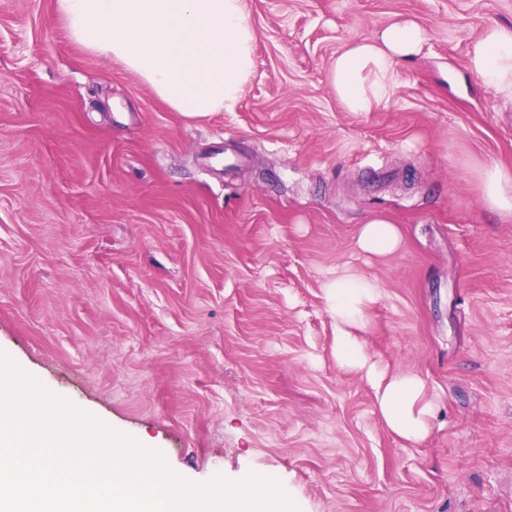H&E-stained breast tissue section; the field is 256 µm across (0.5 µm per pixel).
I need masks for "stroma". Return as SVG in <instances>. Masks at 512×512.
<instances>
[{
    "label": "stroma",
    "mask_w": 512,
    "mask_h": 512,
    "mask_svg": "<svg viewBox=\"0 0 512 512\" xmlns=\"http://www.w3.org/2000/svg\"><path fill=\"white\" fill-rule=\"evenodd\" d=\"M256 66L189 118L73 41L56 0H0V353L204 484L272 474L301 512H512V112L466 70L512 0H244ZM403 19L426 41L349 112L337 53ZM397 224L387 257L360 223ZM380 290L368 350L438 394L392 435L340 367L324 288ZM478 179L484 206L502 218L512 217V172L490 165L479 172ZM401 243V234L396 224L380 219L370 218L361 224L356 245L369 256H384L396 252Z\"/></svg>",
    "instance_id": "1"
}]
</instances>
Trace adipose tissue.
I'll return each mask as SVG.
<instances>
[{"mask_svg": "<svg viewBox=\"0 0 512 512\" xmlns=\"http://www.w3.org/2000/svg\"><path fill=\"white\" fill-rule=\"evenodd\" d=\"M57 9L74 41L120 61L188 117L231 110L255 69L256 35L246 21L244 0H57ZM424 40L417 23L401 20L338 53L329 71L337 99L350 112L378 110L393 95L401 64L419 53ZM466 68L493 90L499 105L512 106V27L486 28L472 44ZM478 179L484 206L512 217V171L490 165ZM400 243L398 226L380 218L361 224L356 238L369 256L392 254ZM325 294L336 321L337 363L371 385L389 432L410 443L424 441L439 409L425 380L388 373L358 334L378 288L345 273Z\"/></svg>", "mask_w": 512, "mask_h": 512, "instance_id": "ef3b65f1", "label": "adipose tissue"}]
</instances>
